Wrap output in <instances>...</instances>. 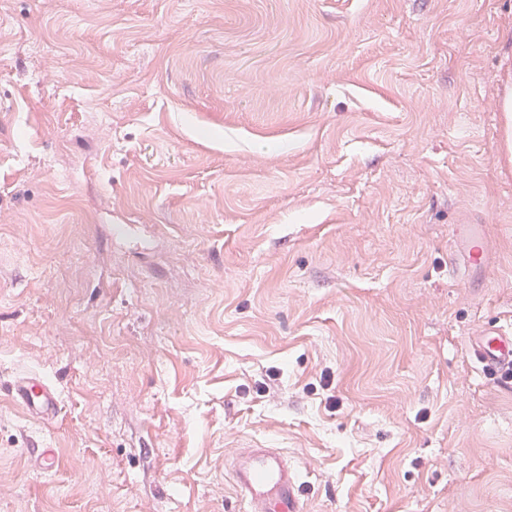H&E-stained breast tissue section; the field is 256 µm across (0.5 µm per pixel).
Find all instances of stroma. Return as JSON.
<instances>
[{
    "label": "stroma",
    "mask_w": 512,
    "mask_h": 512,
    "mask_svg": "<svg viewBox=\"0 0 512 512\" xmlns=\"http://www.w3.org/2000/svg\"><path fill=\"white\" fill-rule=\"evenodd\" d=\"M507 96L512 0H0V512H240L254 437L307 512H512ZM488 238L483 225L463 224L456 228L453 246L461 252L470 269H483L487 259ZM472 352L482 368L495 378L512 372V324L495 323L474 338ZM8 392L12 400L34 420L48 423L59 413L54 389L37 373L30 372L15 378L9 384Z\"/></svg>",
    "instance_id": "obj_1"
}]
</instances>
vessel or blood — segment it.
Wrapping results in <instances>:
<instances>
[{
	"mask_svg": "<svg viewBox=\"0 0 512 512\" xmlns=\"http://www.w3.org/2000/svg\"><path fill=\"white\" fill-rule=\"evenodd\" d=\"M488 238L482 225L465 224L456 228L453 246L467 266L484 268ZM472 352L482 368L492 376L512 372V324L496 323L474 338ZM12 400L26 414L48 423L59 413L54 389L41 376L30 372L15 378L8 386ZM235 487L247 512H306L305 491L287 454L264 447L252 440L243 445L231 462Z\"/></svg>",
	"mask_w": 512,
	"mask_h": 512,
	"instance_id": "b4317fda",
	"label": "vessel or blood"
}]
</instances>
